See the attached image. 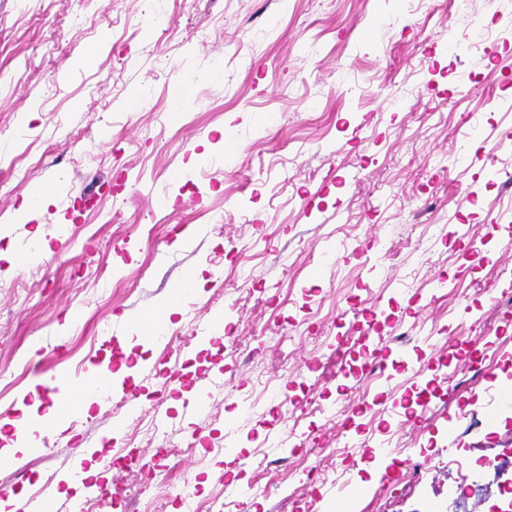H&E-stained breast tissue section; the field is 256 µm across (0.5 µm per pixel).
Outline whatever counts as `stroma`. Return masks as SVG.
<instances>
[{
	"label": "stroma",
	"instance_id": "stroma-1",
	"mask_svg": "<svg viewBox=\"0 0 512 512\" xmlns=\"http://www.w3.org/2000/svg\"><path fill=\"white\" fill-rule=\"evenodd\" d=\"M47 183L53 202L14 221ZM38 237L40 261L17 264ZM480 242L509 270L492 300ZM184 285L165 337L138 335ZM216 307L236 347L195 343ZM374 309L386 350L338 355ZM124 366L0 468L15 512L45 493L70 512L65 462L118 456L136 512H180L186 480L204 512H283L292 495L448 512L477 469L453 507L496 512L512 481V0H0V449L68 398L57 378ZM379 443L390 458H370ZM163 444L169 479L140 493Z\"/></svg>",
	"mask_w": 512,
	"mask_h": 512
}]
</instances>
